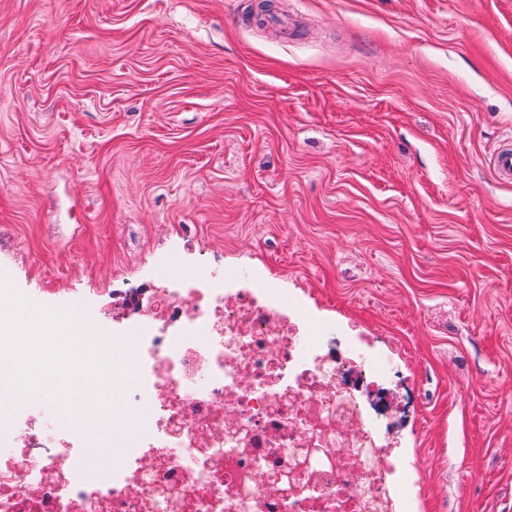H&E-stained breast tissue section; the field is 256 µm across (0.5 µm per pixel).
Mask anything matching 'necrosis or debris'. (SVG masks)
<instances>
[{
	"label": "necrosis or debris",
	"instance_id": "4bbe7bcc",
	"mask_svg": "<svg viewBox=\"0 0 512 512\" xmlns=\"http://www.w3.org/2000/svg\"><path fill=\"white\" fill-rule=\"evenodd\" d=\"M112 324L129 378L111 425L50 400L0 408V512H398L401 472L332 328L277 289L170 259ZM100 456L98 466L86 460Z\"/></svg>",
	"mask_w": 512,
	"mask_h": 512
}]
</instances>
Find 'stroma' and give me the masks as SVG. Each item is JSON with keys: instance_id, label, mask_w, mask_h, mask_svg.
<instances>
[{"instance_id": "stroma-1", "label": "stroma", "mask_w": 512, "mask_h": 512, "mask_svg": "<svg viewBox=\"0 0 512 512\" xmlns=\"http://www.w3.org/2000/svg\"><path fill=\"white\" fill-rule=\"evenodd\" d=\"M258 2L0 0V269L250 270L389 354L401 512H512V0Z\"/></svg>"}]
</instances>
